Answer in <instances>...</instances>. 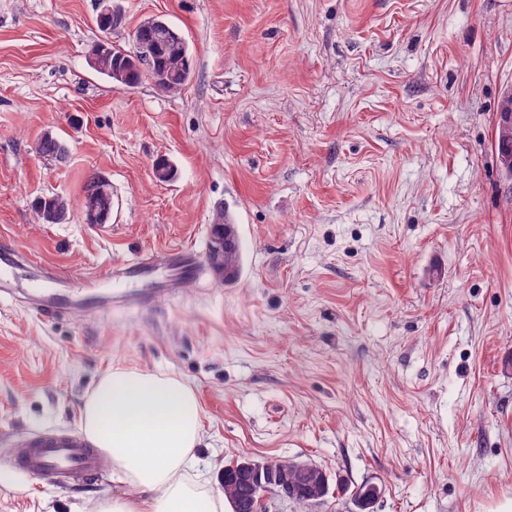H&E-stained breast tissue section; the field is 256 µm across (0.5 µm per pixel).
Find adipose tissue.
Wrapping results in <instances>:
<instances>
[{"label": "adipose tissue", "mask_w": 512, "mask_h": 512, "mask_svg": "<svg viewBox=\"0 0 512 512\" xmlns=\"http://www.w3.org/2000/svg\"><path fill=\"white\" fill-rule=\"evenodd\" d=\"M201 414L195 392L180 379L113 367L85 401L83 422L139 496L112 498L97 512H224L223 493L190 474Z\"/></svg>", "instance_id": "ef3b65f1"}]
</instances>
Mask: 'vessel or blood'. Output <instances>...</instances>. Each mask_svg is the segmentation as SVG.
I'll return each mask as SVG.
<instances>
[{"label": "vessel or blood", "instance_id": "obj_1", "mask_svg": "<svg viewBox=\"0 0 512 512\" xmlns=\"http://www.w3.org/2000/svg\"><path fill=\"white\" fill-rule=\"evenodd\" d=\"M176 270L178 276L170 280L168 289L178 288L181 280L198 278L204 273L199 254L191 248L174 249L162 256L143 254L135 261L113 265L110 278L116 290L112 301L122 304L129 296L122 287L150 276L157 266ZM24 279L27 288V306L38 315L61 314L76 310L80 300L69 293H46L45 277L38 261L10 247L0 248V286L12 288L16 279ZM19 469L48 478L84 476L103 470L105 456L80 433L62 431L35 432L19 446L15 455Z\"/></svg>", "mask_w": 512, "mask_h": 512}]
</instances>
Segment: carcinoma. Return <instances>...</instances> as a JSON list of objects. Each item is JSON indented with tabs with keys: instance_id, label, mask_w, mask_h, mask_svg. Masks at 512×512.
<instances>
[{
	"instance_id": "cac0c4a2",
	"label": "carcinoma",
	"mask_w": 512,
	"mask_h": 512,
	"mask_svg": "<svg viewBox=\"0 0 512 512\" xmlns=\"http://www.w3.org/2000/svg\"><path fill=\"white\" fill-rule=\"evenodd\" d=\"M109 16L97 14L96 26L101 33L88 49L91 68L116 89L133 88L148 76L160 90L177 94L193 75V56L183 34L161 17L143 20L134 32V49L127 51L112 44L109 35L125 23V14L118 0H111ZM37 152L43 158L63 162L67 158L64 142L51 132L37 140ZM95 209L102 222L112 214V187L94 174L85 186L84 210ZM37 212L46 224H59L66 219L68 203L63 196L51 194L39 199ZM241 266V247L235 225H224V283L234 282Z\"/></svg>"
}]
</instances>
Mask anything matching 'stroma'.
Listing matches in <instances>:
<instances>
[{
	"label": "stroma",
	"instance_id": "1",
	"mask_svg": "<svg viewBox=\"0 0 512 512\" xmlns=\"http://www.w3.org/2000/svg\"><path fill=\"white\" fill-rule=\"evenodd\" d=\"M114 45L159 16L194 73L114 89L87 63L98 0H0V246L85 301L35 315L0 294V512H95L112 468L54 483L15 469L30 433L80 431L99 380L171 374L202 408L196 470L290 459L346 489L307 510L495 512L512 498V175L495 148L512 93V0H120ZM68 156L41 157L43 132ZM166 157L177 176L156 182ZM108 223L83 213L89 175ZM69 202L42 223L37 197ZM237 225L235 283L99 308L113 263ZM90 208H94L98 215L102 216L101 222H104L95 224L108 223L112 214V187L108 181L96 174L88 179L85 186L84 210L89 222Z\"/></svg>",
	"mask_w": 512,
	"mask_h": 512
}]
</instances>
